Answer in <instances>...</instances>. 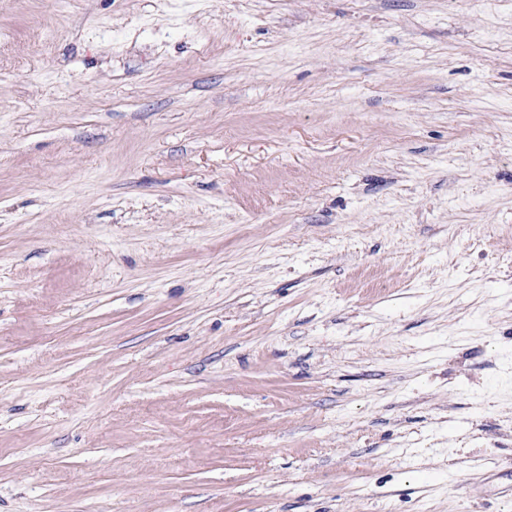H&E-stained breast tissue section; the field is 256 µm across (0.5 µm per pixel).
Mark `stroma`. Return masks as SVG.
Listing matches in <instances>:
<instances>
[{"mask_svg": "<svg viewBox=\"0 0 512 512\" xmlns=\"http://www.w3.org/2000/svg\"><path fill=\"white\" fill-rule=\"evenodd\" d=\"M0 32V512H512V0Z\"/></svg>", "mask_w": 512, "mask_h": 512, "instance_id": "1", "label": "stroma"}]
</instances>
